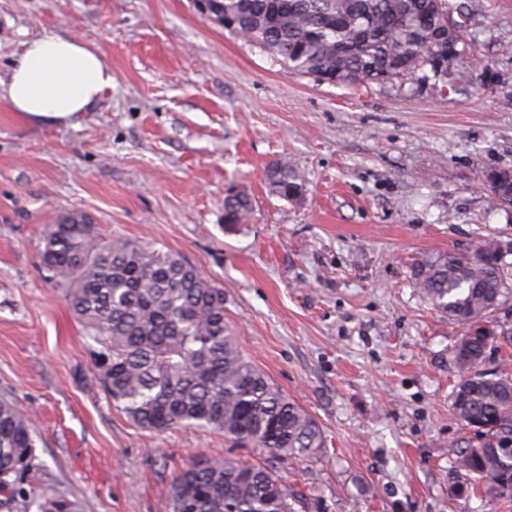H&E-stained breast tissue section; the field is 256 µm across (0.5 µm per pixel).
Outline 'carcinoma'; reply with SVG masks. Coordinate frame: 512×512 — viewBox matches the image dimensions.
<instances>
[{
	"instance_id": "obj_1",
	"label": "carcinoma",
	"mask_w": 512,
	"mask_h": 512,
	"mask_svg": "<svg viewBox=\"0 0 512 512\" xmlns=\"http://www.w3.org/2000/svg\"><path fill=\"white\" fill-rule=\"evenodd\" d=\"M231 33L272 55L290 75L331 86L383 85L395 80L448 82L460 74L462 32L448 28L446 0H222ZM268 185L285 200L306 184L284 160L268 166ZM491 206H512V183L485 172ZM252 211L243 193L224 196V223L242 224ZM488 237L469 252L448 251L417 262L421 297L463 327L452 349L459 379L451 409L465 428H479L454 452L450 493L481 491L505 501L512 488V371L483 368L487 352L512 341L494 319L512 303V270ZM42 264L91 341L94 378L112 406L135 425L162 433L184 425L224 432V440L254 446L288 464L325 448L317 421L242 353L224 316V288L179 257L149 243L106 241L74 213L49 225ZM34 448L31 421L0 401V512L28 496L22 477ZM305 491L263 462L203 458L180 470L161 512H302ZM38 512H79L52 493Z\"/></svg>"
}]
</instances>
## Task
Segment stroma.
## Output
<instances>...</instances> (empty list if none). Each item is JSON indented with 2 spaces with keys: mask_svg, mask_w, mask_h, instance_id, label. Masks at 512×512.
<instances>
[{
  "mask_svg": "<svg viewBox=\"0 0 512 512\" xmlns=\"http://www.w3.org/2000/svg\"><path fill=\"white\" fill-rule=\"evenodd\" d=\"M464 26L458 85L330 86L293 76L207 18L199 0H0V78L26 43L67 32L112 69L73 123L0 99V399L33 421L25 475L80 512H158L198 458L266 461L223 432L138 428L93 377L88 341L40 259L45 225L87 215L99 236L151 242L224 288L244 355L321 426L324 452L282 475L305 512H512L454 498L466 432L450 410L461 326L413 285L427 255L512 242L487 169L512 170V0H448ZM290 161L304 200L264 172ZM250 198L224 222V193Z\"/></svg>",
  "mask_w": 512,
  "mask_h": 512,
  "instance_id": "35a3bbf8",
  "label": "stroma"
}]
</instances>
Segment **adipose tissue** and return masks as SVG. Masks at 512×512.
<instances>
[{"label":"adipose tissue","instance_id":"obj_1","mask_svg":"<svg viewBox=\"0 0 512 512\" xmlns=\"http://www.w3.org/2000/svg\"><path fill=\"white\" fill-rule=\"evenodd\" d=\"M112 86V70L102 57L70 34H44L31 40L0 98L24 117L68 123L88 111Z\"/></svg>","mask_w":512,"mask_h":512}]
</instances>
